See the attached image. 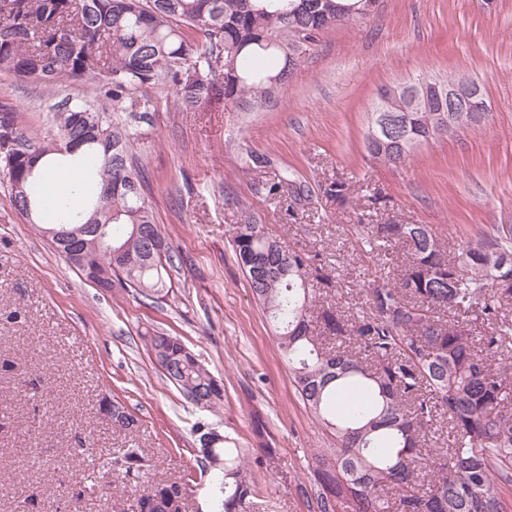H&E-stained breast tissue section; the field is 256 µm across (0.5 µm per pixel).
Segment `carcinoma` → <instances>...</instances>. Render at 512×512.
Wrapping results in <instances>:
<instances>
[{
	"mask_svg": "<svg viewBox=\"0 0 512 512\" xmlns=\"http://www.w3.org/2000/svg\"><path fill=\"white\" fill-rule=\"evenodd\" d=\"M370 0H0V72L55 89L69 78L104 73L92 100L53 104L55 138L42 142L16 104L0 103V170L16 209L34 224L36 211L57 215V198L35 177L39 160L72 159L99 181L87 221L106 226L124 260L104 252L75 262L56 251L88 282H106L156 302L172 290L173 251L146 199L134 166V124L147 123L153 101L138 97L164 82L188 109L222 98L262 108L288 83L291 59L336 26L369 18ZM129 111L116 123L96 103ZM437 110L423 104L407 115L403 137L373 140L370 160L404 164L437 132ZM273 199L288 194V211L307 205L302 184L280 172L259 186ZM366 253L400 245L406 258L396 277L363 289L367 310L345 314L318 304L333 275L303 250L265 233L248 217L234 228L237 265L276 329L292 383L319 427L336 439L311 457L316 512H509L512 487V364L497 359L512 341L502 315L512 286V226L468 241L449 253L428 224H361ZM334 337L328 347L320 334ZM148 347L164 377L192 403L212 407L224 385L177 336L155 333ZM451 439L439 445L435 424ZM112 424L136 418L112 402ZM196 449L209 475L208 512H247L258 485L251 450L204 424ZM143 452L113 454L125 501L143 512H169L187 482L147 478Z\"/></svg>",
	"mask_w": 512,
	"mask_h": 512,
	"instance_id": "1",
	"label": "carcinoma"
}]
</instances>
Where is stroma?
Masks as SVG:
<instances>
[{
    "label": "stroma",
    "mask_w": 512,
    "mask_h": 512,
    "mask_svg": "<svg viewBox=\"0 0 512 512\" xmlns=\"http://www.w3.org/2000/svg\"><path fill=\"white\" fill-rule=\"evenodd\" d=\"M415 78L476 84L484 120L423 144L402 166L371 163L364 139L378 91ZM97 82L87 75L50 90L2 72L0 102L21 106L48 139L51 105L90 98ZM142 93L157 110L134 150L154 219L177 254L166 300L82 279L15 209L0 173V512H19L24 485L37 493L29 512H108L122 491L112 454L130 441L149 459L152 481L194 474L186 512H197L207 482L194 460L199 423L276 448L272 466L251 465L260 487L251 512H313L299 486L310 480L312 449L334 438L295 393L236 263L233 229L251 214L307 250L339 276L328 302L352 313L363 283L394 275L403 254H365L357 225L428 224L452 244L512 225V0H380L365 23L322 33L277 104L260 110L214 100L185 111L162 82ZM249 151L309 186L305 211L289 217L256 191L257 176L241 164ZM339 182L350 187L344 205L328 193ZM157 332L179 337L222 379L220 405L195 406L163 376L145 342ZM113 397L137 418L132 433L100 414V401Z\"/></svg>",
    "instance_id": "35a3bbf8"
}]
</instances>
